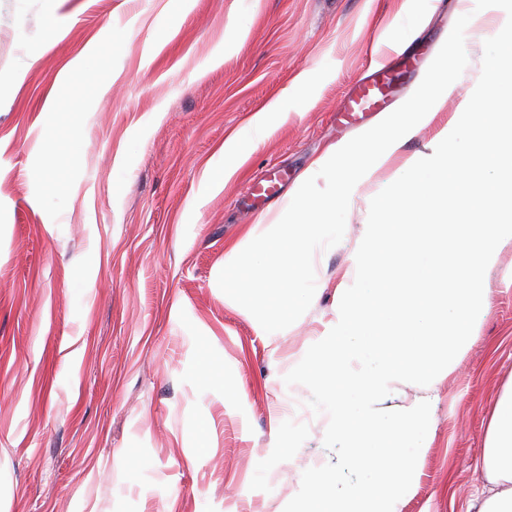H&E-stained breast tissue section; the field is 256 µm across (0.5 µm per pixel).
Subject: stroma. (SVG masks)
Segmentation results:
<instances>
[{
    "mask_svg": "<svg viewBox=\"0 0 512 512\" xmlns=\"http://www.w3.org/2000/svg\"><path fill=\"white\" fill-rule=\"evenodd\" d=\"M402 0H0V512H283L304 470L336 462L309 390L285 375L335 320L369 204L458 110L450 96L363 184L317 261L310 308L262 336L218 286L229 247L291 194L385 63L415 91L470 0H433L405 50ZM245 40H237L235 31ZM101 42L91 69H69ZM222 64H211L214 52ZM232 177L225 140L288 89ZM479 334L437 384L435 432L402 512H465L486 478L491 407L512 378V241Z\"/></svg>",
    "mask_w": 512,
    "mask_h": 512,
    "instance_id": "35a3bbf8",
    "label": "stroma"
}]
</instances>
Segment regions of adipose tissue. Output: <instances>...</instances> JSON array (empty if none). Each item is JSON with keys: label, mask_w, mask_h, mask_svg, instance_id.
Returning <instances> with one entry per match:
<instances>
[{"label": "adipose tissue", "mask_w": 512, "mask_h": 512, "mask_svg": "<svg viewBox=\"0 0 512 512\" xmlns=\"http://www.w3.org/2000/svg\"><path fill=\"white\" fill-rule=\"evenodd\" d=\"M282 110L281 100L272 101L225 141V175L236 171L245 146L262 140L273 117ZM475 467L484 473L487 482L476 489L467 512H512V379L504 385L493 405L483 452Z\"/></svg>", "instance_id": "ef3b65f1"}]
</instances>
